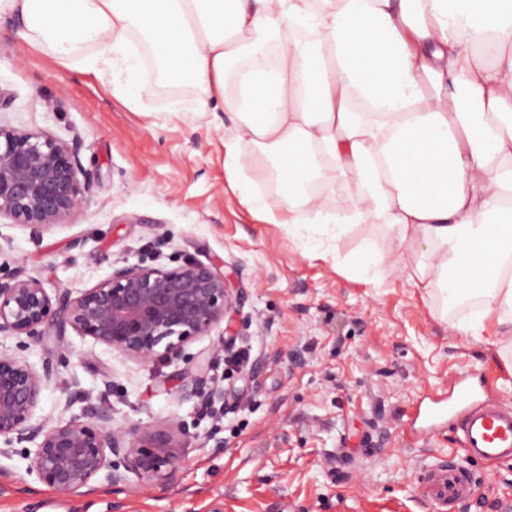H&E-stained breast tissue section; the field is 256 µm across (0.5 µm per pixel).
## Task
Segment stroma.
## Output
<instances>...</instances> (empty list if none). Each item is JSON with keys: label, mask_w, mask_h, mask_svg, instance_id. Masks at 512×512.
<instances>
[{"label": "stroma", "mask_w": 512, "mask_h": 512, "mask_svg": "<svg viewBox=\"0 0 512 512\" xmlns=\"http://www.w3.org/2000/svg\"><path fill=\"white\" fill-rule=\"evenodd\" d=\"M24 31L1 7L0 90L12 102L0 118L65 142L80 138L96 184L79 212L42 237L0 218V270L24 262L47 291L76 296L113 263H140L163 235L160 264L217 263L242 300L232 332L214 327L174 363L144 364L71 329L60 344L1 338L0 351L37 368L53 362L75 391L107 402L113 425H182L194 440L173 485L132 474L123 488L97 482L69 497L29 474L20 455L0 456V512H437L420 494L426 469L463 453L447 422L416 419V408L447 398L460 381L512 405V349L459 334L456 322L474 305L443 311L401 270L378 287L350 274L356 255L396 249L385 225H352L307 256L243 207L224 173L234 116L169 109L199 88L176 83L153 94L147 68L135 109L109 78L62 66ZM217 346L249 358L212 363L223 392L216 420L184 395L180 374ZM215 429L219 451L202 442ZM469 469L476 493L451 512H512V461Z\"/></svg>", "instance_id": "35a3bbf8"}]
</instances>
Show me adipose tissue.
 <instances>
[{
    "label": "adipose tissue",
    "mask_w": 512,
    "mask_h": 512,
    "mask_svg": "<svg viewBox=\"0 0 512 512\" xmlns=\"http://www.w3.org/2000/svg\"><path fill=\"white\" fill-rule=\"evenodd\" d=\"M27 41L139 106L152 52L239 123L241 204L298 234L393 229L408 276L467 296L461 335L512 342V0H9ZM272 182L274 208L258 190Z\"/></svg>",
    "instance_id": "adipose-tissue-1"
}]
</instances>
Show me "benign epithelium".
<instances>
[{
    "label": "benign epithelium",
    "instance_id": "benign-epithelium-1",
    "mask_svg": "<svg viewBox=\"0 0 512 512\" xmlns=\"http://www.w3.org/2000/svg\"><path fill=\"white\" fill-rule=\"evenodd\" d=\"M81 140L64 142L39 131L0 123V217L39 238L75 215L88 201L95 176L80 159ZM240 297L214 265L195 260L161 264L114 265L107 279L74 297L66 288L49 294L43 283L18 263L0 277V337L39 344L61 337L67 328L144 364L159 357L184 358L185 347L230 316ZM209 361L183 371V387L210 416L218 417V391L208 377ZM55 383L69 392L71 383L52 362L37 369L24 358L0 353V439L8 455L14 442H28L27 470L61 495L110 487L134 473L151 479H177L191 444L184 428L175 436L150 426L112 425L111 409L90 404L91 419L65 423L33 421L42 391Z\"/></svg>",
    "mask_w": 512,
    "mask_h": 512
}]
</instances>
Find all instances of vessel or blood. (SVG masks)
Masks as SVG:
<instances>
[{
    "mask_svg": "<svg viewBox=\"0 0 512 512\" xmlns=\"http://www.w3.org/2000/svg\"><path fill=\"white\" fill-rule=\"evenodd\" d=\"M448 414L457 419L462 451L488 464L512 460V408L493 400L475 399L464 386L454 388L448 399ZM473 481L460 464H442L432 470L426 495L435 504L448 507L470 495Z\"/></svg>",
    "mask_w": 512,
    "mask_h": 512,
    "instance_id": "vessel-or-blood-1",
    "label": "vessel or blood"
}]
</instances>
